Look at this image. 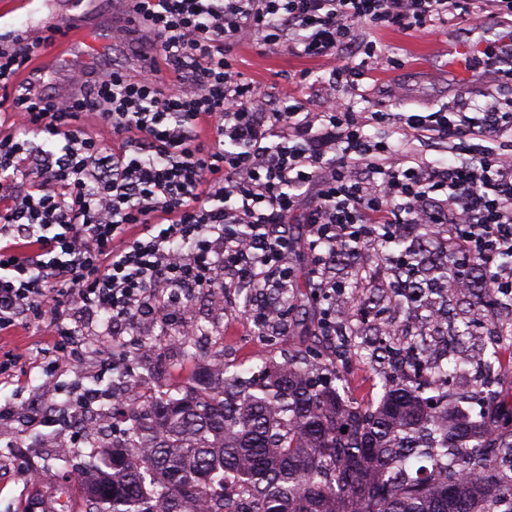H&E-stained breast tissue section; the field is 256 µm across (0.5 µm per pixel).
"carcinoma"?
<instances>
[{
	"label": "carcinoma",
	"mask_w": 512,
	"mask_h": 512,
	"mask_svg": "<svg viewBox=\"0 0 512 512\" xmlns=\"http://www.w3.org/2000/svg\"><path fill=\"white\" fill-rule=\"evenodd\" d=\"M430 224L411 225V243L396 256L378 244L344 250L356 286L376 290L403 311L399 339L382 351L410 352L400 367L381 368L384 395L373 405L345 396L343 367L309 351L283 363L264 361L244 378L218 351H193L197 331L179 339L197 369L177 394L160 385L131 404H102L100 415L125 427L95 451L77 480L88 512H501L512 498V386L491 390L472 381L470 398L495 407L476 415L458 406L448 389L454 368L428 356L417 329L433 336L442 326L424 297L458 278L448 253L430 248ZM314 289L312 281L273 288L285 308ZM458 314L451 329L464 348L479 332L503 336L497 319L507 301L492 297L478 262L451 291ZM428 315L416 313L417 304Z\"/></svg>",
	"instance_id": "1"
}]
</instances>
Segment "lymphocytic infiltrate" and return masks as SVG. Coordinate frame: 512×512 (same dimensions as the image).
I'll use <instances>...</instances> for the list:
<instances>
[{
    "instance_id": "obj_1",
    "label": "lymphocytic infiltrate",
    "mask_w": 512,
    "mask_h": 512,
    "mask_svg": "<svg viewBox=\"0 0 512 512\" xmlns=\"http://www.w3.org/2000/svg\"><path fill=\"white\" fill-rule=\"evenodd\" d=\"M113 32L147 68L117 66L66 96L20 82L62 25L30 39L0 34V88L11 90L10 133L0 136V331L37 321L59 354L84 357L77 315H103V335L168 317L171 294L229 276L263 288L288 281L294 247L285 226L310 189L304 244L322 335L336 333L327 260L370 244L376 226L447 224L456 260L483 261L495 294L512 298V159L491 140L512 130V102L490 96L477 115L398 114L407 135L449 132L483 140L469 163L402 159L364 134L366 118L342 91L363 76L345 51L361 28L426 31L450 15L512 16V0H126ZM319 62L320 105L283 94L265 107L231 53L242 42ZM110 126L111 143L89 131ZM40 136L45 146L17 138Z\"/></svg>"
}]
</instances>
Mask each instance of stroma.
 I'll return each instance as SVG.
<instances>
[{
	"mask_svg": "<svg viewBox=\"0 0 512 512\" xmlns=\"http://www.w3.org/2000/svg\"><path fill=\"white\" fill-rule=\"evenodd\" d=\"M61 19L79 31V40L64 57L48 60L42 69L27 75L48 93L70 94L116 65L139 68L140 57L112 39L113 28L121 23L113 0H22L16 7L0 0V33L19 30L34 38ZM371 39L386 56L401 59L402 65L384 67L361 81L355 111L386 113L385 118L365 126V133L398 146L401 154L437 164L449 161L459 165L470 159L472 139L406 136L389 114L396 109L425 115L446 106L472 108L490 95L512 99V79L487 82L482 69L468 64L449 70L443 52L448 45L478 43L507 58L512 18L457 19L425 33L383 29ZM233 56L238 70L254 82L267 104L276 105L288 90L307 109H316L313 88L299 85L298 78L303 70L317 69V62L298 57L284 42L274 47L246 45L234 49ZM268 302L266 289L253 288L244 294L231 280L215 290H197L191 310L172 324L161 326L142 320L136 328L125 330L122 351H113L111 341L92 337L79 369L59 359L53 350V331L43 324L27 322L0 333V362L7 365L0 374V404L12 407L11 414L0 417V512H42L40 503L46 495L54 496L55 512H86L83 493L71 475L88 459V434L68 430L62 417L90 388L98 390L101 402H108L121 374L149 385H181L196 364L182 355L173 339L197 325H205L220 337L225 363L243 372L260 365L262 359L281 362L306 348L314 349L321 359H331L335 337L308 331L316 319L315 298L292 306L284 323L262 332L251 314ZM145 336L157 343V351L141 350L139 340ZM359 343L349 363L346 385L351 401L366 405L381 399L382 380L367 367L374 350L370 337L360 338ZM68 433L76 447L63 463L56 460L49 441Z\"/></svg>",
	"mask_w": 512,
	"mask_h": 512,
	"instance_id": "obj_1",
	"label": "stroma"
}]
</instances>
